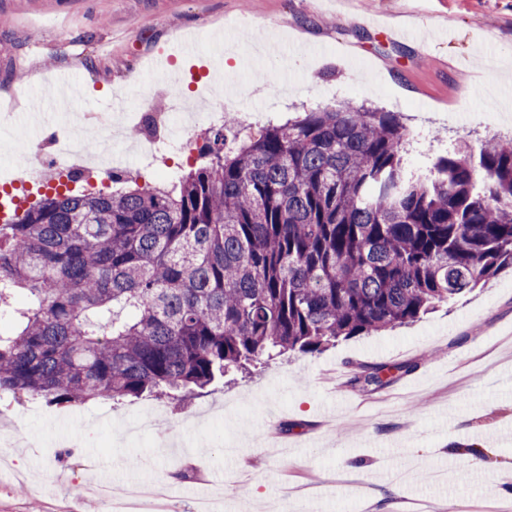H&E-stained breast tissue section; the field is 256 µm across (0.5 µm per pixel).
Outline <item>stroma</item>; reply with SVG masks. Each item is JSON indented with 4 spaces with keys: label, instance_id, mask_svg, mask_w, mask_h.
I'll list each match as a JSON object with an SVG mask.
<instances>
[{
    "label": "stroma",
    "instance_id": "1",
    "mask_svg": "<svg viewBox=\"0 0 512 512\" xmlns=\"http://www.w3.org/2000/svg\"><path fill=\"white\" fill-rule=\"evenodd\" d=\"M384 21L368 29L363 15ZM195 43L168 80L158 47ZM0 98L23 95L65 127L85 113L163 112L174 92L208 96L191 74L234 47L214 109L259 125L344 100L400 113L424 168L448 145L512 138V0H0ZM407 362L391 387L358 391L353 366ZM0 512H106L116 493L156 479L192 512L208 476L234 512H512V268L412 325L225 379L182 411L144 397L50 406L24 398L0 417ZM483 452L448 457V444ZM364 462L347 469V458ZM189 479H179L181 471Z\"/></svg>",
    "mask_w": 512,
    "mask_h": 512
}]
</instances>
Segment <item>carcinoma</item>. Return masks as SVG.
I'll list each match as a JSON object with an SVG mask.
<instances>
[{
    "mask_svg": "<svg viewBox=\"0 0 512 512\" xmlns=\"http://www.w3.org/2000/svg\"><path fill=\"white\" fill-rule=\"evenodd\" d=\"M169 186L43 196L0 224V398L184 405L232 372L414 321L512 267V139L404 161L354 102L249 134L224 119ZM415 364L363 366L375 390Z\"/></svg>",
    "mask_w": 512,
    "mask_h": 512,
    "instance_id": "carcinoma-1",
    "label": "carcinoma"
}]
</instances>
